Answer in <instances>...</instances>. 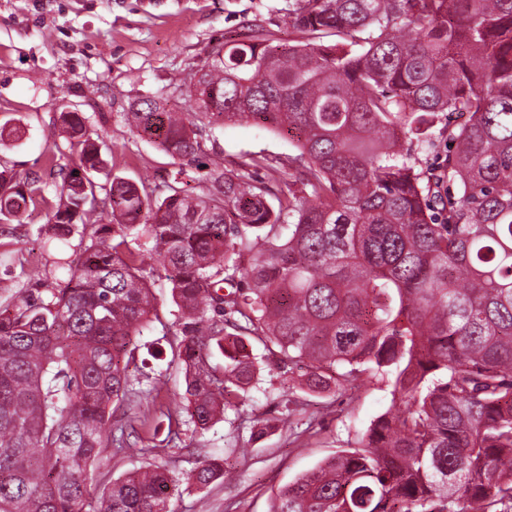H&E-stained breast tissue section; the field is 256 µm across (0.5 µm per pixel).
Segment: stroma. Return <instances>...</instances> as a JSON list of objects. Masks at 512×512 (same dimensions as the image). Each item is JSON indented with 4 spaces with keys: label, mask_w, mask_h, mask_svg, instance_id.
Returning <instances> with one entry per match:
<instances>
[{
    "label": "stroma",
    "mask_w": 512,
    "mask_h": 512,
    "mask_svg": "<svg viewBox=\"0 0 512 512\" xmlns=\"http://www.w3.org/2000/svg\"><path fill=\"white\" fill-rule=\"evenodd\" d=\"M257 25L281 44L301 38L288 23V0H0V125L20 131L0 139V162L37 179L44 195L21 223L0 230V297L10 293L6 269L15 255H22L26 271L65 275L55 260L70 255L71 245L40 231L47 202L71 165L58 151L61 112L81 113L89 134L105 142L102 177L143 182L162 195L178 176L189 193H204L202 170L137 135L121 114L134 98L164 101L173 112L191 111L185 73L206 51L244 40ZM202 147L207 158L229 169L267 157L270 167L255 170L253 177L272 187L295 152L290 136L253 118L216 126ZM129 372L142 381L157 376L163 381L155 402L125 407L122 417L128 428L162 444L168 434L164 411L176 408L185 391L183 371L149 357L130 365ZM306 374L302 364L269 363L260 388L231 399L223 422L206 432L183 428L179 471L189 473L198 456L220 455L237 478L183 490L173 497L172 512H269L278 488L353 444L392 405L389 383L375 378L351 395L332 391L307 408L317 419L315 429L293 437L298 417L288 414L281 384H300ZM260 427L265 435L251 439ZM230 439L238 449L227 455L223 448Z\"/></svg>",
    "instance_id": "stroma-1"
}]
</instances>
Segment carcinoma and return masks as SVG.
<instances>
[{
  "instance_id": "cac0c4a2",
  "label": "carcinoma",
  "mask_w": 512,
  "mask_h": 512,
  "mask_svg": "<svg viewBox=\"0 0 512 512\" xmlns=\"http://www.w3.org/2000/svg\"><path fill=\"white\" fill-rule=\"evenodd\" d=\"M302 34L255 32L188 77L194 110L129 103L127 125L206 166V192L163 197L114 177L103 142L61 115L76 168L45 233L78 238L63 278L0 301V512H172L183 483L233 480L224 458L188 474L139 439L144 464L104 485L112 413L153 399L127 372L156 311L140 240L177 308L164 332L185 370L176 425L224 420L226 395L264 362H303L302 391L387 380L391 408L356 445L278 489L269 512H512V0H289ZM439 130L451 151L424 164ZM259 118L292 137L288 195L244 169L201 161L214 124ZM40 188L0 168V224ZM256 251L247 267L246 252ZM217 349L224 363H209Z\"/></svg>"
}]
</instances>
